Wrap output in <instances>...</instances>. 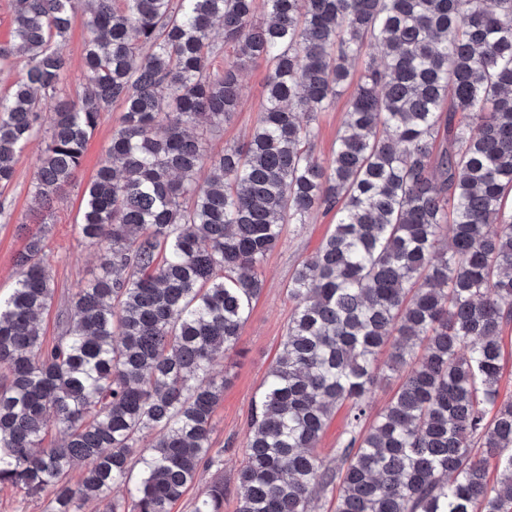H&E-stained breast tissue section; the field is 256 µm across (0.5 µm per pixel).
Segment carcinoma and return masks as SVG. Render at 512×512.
Instances as JSON below:
<instances>
[{
    "label": "carcinoma",
    "instance_id": "carcinoma-1",
    "mask_svg": "<svg viewBox=\"0 0 512 512\" xmlns=\"http://www.w3.org/2000/svg\"><path fill=\"white\" fill-rule=\"evenodd\" d=\"M263 11L12 0L0 64L24 65L0 95V184L47 125L32 192L38 212L51 209L101 113L125 112L83 192L79 234L105 250L71 295L75 318L44 346L38 319L55 288L40 231L0 297V486L46 497L45 512L90 499L103 512H171L202 470L223 466L211 435L224 380L211 368L236 346L259 267L283 225L324 208L336 224L288 288L296 308L249 421L236 512H311L332 492V512H512V399L500 398L512 0H263ZM77 15L78 102L62 94L71 63L55 48ZM254 61L268 69L257 125L208 157L206 134L236 111ZM351 85L324 162L318 114ZM385 371L403 381L369 422ZM343 405L345 438L327 461L315 448ZM53 427L61 440L47 445ZM194 512H224V482Z\"/></svg>",
    "mask_w": 512,
    "mask_h": 512
}]
</instances>
